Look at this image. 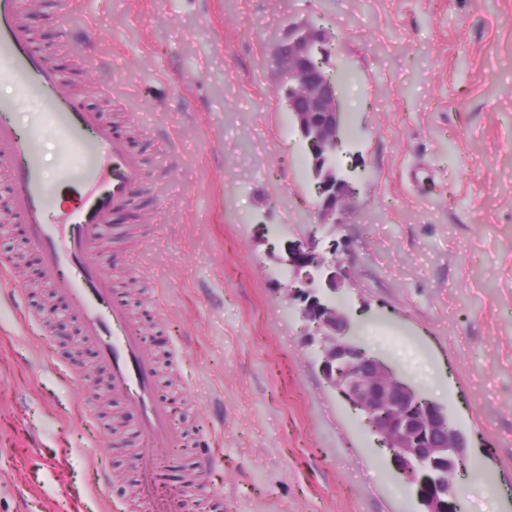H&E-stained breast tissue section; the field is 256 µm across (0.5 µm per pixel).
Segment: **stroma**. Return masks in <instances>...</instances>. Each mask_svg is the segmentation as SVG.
<instances>
[{"mask_svg": "<svg viewBox=\"0 0 512 512\" xmlns=\"http://www.w3.org/2000/svg\"><path fill=\"white\" fill-rule=\"evenodd\" d=\"M44 57L139 156L93 254L142 330L177 438L146 477L138 414L68 297L0 287V512H420L329 385L284 291L315 232L352 265L351 334L466 441L457 512H512V0H24ZM313 23L343 112V223L315 224L277 43ZM40 266L0 211V251ZM64 333H46L48 318Z\"/></svg>", "mask_w": 512, "mask_h": 512, "instance_id": "35a3bbf8", "label": "stroma"}]
</instances>
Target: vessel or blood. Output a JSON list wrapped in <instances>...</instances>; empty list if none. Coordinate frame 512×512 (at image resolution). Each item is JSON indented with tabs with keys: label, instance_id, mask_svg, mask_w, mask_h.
<instances>
[{
	"label": "vessel or blood",
	"instance_id": "obj_1",
	"mask_svg": "<svg viewBox=\"0 0 512 512\" xmlns=\"http://www.w3.org/2000/svg\"><path fill=\"white\" fill-rule=\"evenodd\" d=\"M0 70L19 91L0 98V164L13 181V209L21 215L44 213L43 222L28 227L29 241L42 255V273L83 313L85 336L101 346L115 388L141 414L153 450L142 454L139 464L155 471L157 454L173 447L176 438L166 408L154 396L153 367L141 348V329L122 306L111 302L110 285L90 255L102 215L139 189V164L120 140L98 126L95 114L60 106L54 90L61 79L39 62L22 0H0ZM24 99L37 100L40 109L30 113L23 132L12 116ZM48 131L77 152L76 163L61 169V181L90 190L62 223L55 192L42 170V136Z\"/></svg>",
	"mask_w": 512,
	"mask_h": 512
}]
</instances>
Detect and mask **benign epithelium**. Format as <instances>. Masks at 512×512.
Instances as JSON below:
<instances>
[{"label":"benign epithelium","mask_w":512,"mask_h":512,"mask_svg":"<svg viewBox=\"0 0 512 512\" xmlns=\"http://www.w3.org/2000/svg\"><path fill=\"white\" fill-rule=\"evenodd\" d=\"M282 89L311 161L320 224H341L356 188L332 162L342 147V111L337 87L325 70L326 36L315 26L297 28L276 50ZM293 272L286 286L300 304L304 327L322 337L321 371L327 382L362 418L388 450L394 468L416 489L423 512H454L442 506L438 470L453 473L461 463L437 437L445 419L429 401L399 379L382 361L348 336L347 317L326 303L322 291H339L351 281L350 266L327 260L311 234L286 249Z\"/></svg>","instance_id":"1"}]
</instances>
